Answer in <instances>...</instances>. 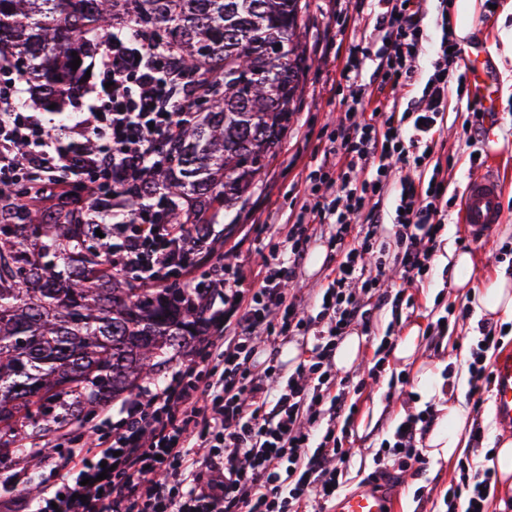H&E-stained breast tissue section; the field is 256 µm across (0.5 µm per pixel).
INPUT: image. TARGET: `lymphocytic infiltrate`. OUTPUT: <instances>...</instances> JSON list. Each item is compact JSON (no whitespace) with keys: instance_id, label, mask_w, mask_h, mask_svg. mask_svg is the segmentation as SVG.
Masks as SVG:
<instances>
[{"instance_id":"lymphocytic-infiltrate-1","label":"lymphocytic infiltrate","mask_w":512,"mask_h":512,"mask_svg":"<svg viewBox=\"0 0 512 512\" xmlns=\"http://www.w3.org/2000/svg\"><path fill=\"white\" fill-rule=\"evenodd\" d=\"M382 2L374 41L349 53L342 76L358 74L370 55L378 65L368 85L353 91L306 176L310 190L296 220L266 255V275L251 289L219 254L220 235L204 239L167 223L177 201L146 189L201 93L196 82L176 80L164 45L132 23L111 32L101 57L103 84L87 111L63 128L20 106V80L0 83V187L34 178L62 192L78 184L90 200L109 190L112 206H93L88 221L112 235L113 273L148 289L167 287L170 275L184 277L192 300L211 303L215 318L239 313L241 327L224 341L205 340L219 377L203 375L194 355H186L165 384L125 400L114 432L50 457L62 481L55 493L27 497L33 512H307L335 499L354 454L343 443L358 413L350 386L379 378L395 342L393 329L375 335L374 315L387 307L400 318L413 305L412 288L435 267L448 184L440 167H429L428 154L449 92H469L458 73L462 49L445 32L420 97L402 100L399 91L425 48V14L419 0ZM19 144L26 147L21 161L14 153ZM401 167L432 173L425 182L394 180ZM320 232L339 261L305 313L286 285ZM205 261L209 277L196 280ZM391 265L400 275L396 289L385 285ZM218 301L223 310L215 309ZM357 331L371 337L374 365L354 381L338 377L336 350ZM261 339L269 349L260 367L254 356ZM292 342L299 364L286 376L278 349ZM434 421L433 408L406 410L384 454L405 455L401 471L422 472L423 437ZM459 472L448 489V512H478L495 474L467 461Z\"/></svg>"}]
</instances>
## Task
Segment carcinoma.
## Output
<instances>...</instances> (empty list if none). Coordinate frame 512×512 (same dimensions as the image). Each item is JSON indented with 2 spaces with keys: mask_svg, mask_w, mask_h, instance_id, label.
<instances>
[{
  "mask_svg": "<svg viewBox=\"0 0 512 512\" xmlns=\"http://www.w3.org/2000/svg\"><path fill=\"white\" fill-rule=\"evenodd\" d=\"M304 0H0V46L51 101L72 93L113 28L128 21L166 43L199 81L194 120L152 177L187 201L172 224L211 229L245 203L296 112L308 68ZM81 64L72 70V52ZM33 183L0 188V438L42 440L160 374L191 344L204 308L185 288H131L107 268L112 241L70 199L37 210Z\"/></svg>",
  "mask_w": 512,
  "mask_h": 512,
  "instance_id": "carcinoma-1",
  "label": "carcinoma"
}]
</instances>
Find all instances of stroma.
Here are the masks:
<instances>
[{
	"label": "stroma",
	"instance_id": "stroma-1",
	"mask_svg": "<svg viewBox=\"0 0 512 512\" xmlns=\"http://www.w3.org/2000/svg\"><path fill=\"white\" fill-rule=\"evenodd\" d=\"M506 2L478 0L473 19V41L485 49L497 67L507 62L497 29L500 8ZM374 9L373 0H366L362 5L357 0H308L303 24L310 68L303 82L301 102L278 153L269 162L246 207L235 206L216 217L217 224L228 229L224 237L226 262L243 270L245 287H257L262 281L268 241L287 235L286 220L298 212L303 202L308 168L315 165L330 133L344 116L345 101L353 88L341 79L340 71L351 43L368 41L372 32L369 15ZM467 116L466 100L449 94L435 156L443 166L448 192L452 195L461 194L468 181L480 174L469 161L470 148L464 132ZM492 126L500 142L496 169L503 181V221L493 227L484 242L474 245L465 236L458 206L449 205L433 276L415 289V311L397 328L398 336L402 337L411 328L425 329L431 319L445 315L449 318L448 333L436 344L421 339L417 359L408 363L391 359L389 372L364 389L348 441L349 447L361 449L364 463L351 465L344 473V492L357 490L369 479L375 469L373 457L377 448L391 435L392 420L404 413L407 393L417 394L416 406L420 409L429 402L460 401L467 416L463 439H470L471 426L483 425L482 446H469L464 452L476 466H488L492 452L497 449V440L505 436L501 428L485 425V413L493 399L491 383L482 382L475 392L462 383L468 374L470 348L479 335L478 321L472 315L463 321L458 319L460 308L472 307L473 295L468 290L454 288L452 277L444 273L452 265L449 253L455 250L475 257L476 286H483L502 274L512 277V83L504 77L498 80L497 110ZM333 266L327 240L316 239L292 291L302 308H309L316 293L326 287ZM425 369L431 370L436 385L441 386V395L429 399L419 397L417 376ZM394 372L405 373L407 383L403 388L389 387ZM61 478V472L37 458L12 452L1 454L0 503L27 492L52 493ZM458 478L456 463L432 458L418 477H404L391 469L379 476L378 481L396 487V512H446L444 497L450 483Z\"/></svg>",
	"mask_w": 512,
	"mask_h": 512
}]
</instances>
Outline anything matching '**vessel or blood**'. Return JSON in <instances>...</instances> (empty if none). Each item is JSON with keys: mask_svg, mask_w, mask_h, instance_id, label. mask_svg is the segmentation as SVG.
<instances>
[{"mask_svg": "<svg viewBox=\"0 0 512 512\" xmlns=\"http://www.w3.org/2000/svg\"><path fill=\"white\" fill-rule=\"evenodd\" d=\"M469 79L477 93L482 111L495 110L496 73L481 47L463 42ZM502 183L493 171L470 180L462 194L461 222L472 243L485 240L491 228L501 219ZM495 411L499 424L512 430V349L502 350L491 365ZM396 492L369 482L358 490L337 497L335 512H394Z\"/></svg>", "mask_w": 512, "mask_h": 512, "instance_id": "1", "label": "vessel or blood"}]
</instances>
